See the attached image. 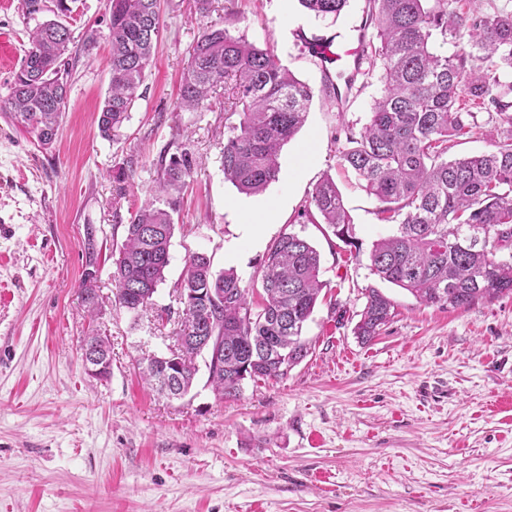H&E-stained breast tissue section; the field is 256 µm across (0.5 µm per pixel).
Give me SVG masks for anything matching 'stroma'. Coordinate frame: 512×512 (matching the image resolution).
<instances>
[{
    "instance_id": "1",
    "label": "stroma",
    "mask_w": 512,
    "mask_h": 512,
    "mask_svg": "<svg viewBox=\"0 0 512 512\" xmlns=\"http://www.w3.org/2000/svg\"><path fill=\"white\" fill-rule=\"evenodd\" d=\"M160 10L143 94L114 139L98 129L109 86L105 0H74L65 19L69 102L53 146L0 116V512H512V295L442 309L378 283L367 250L389 227L337 155L346 129L367 122L380 70L364 64L350 88L304 46L364 24L366 0H349L336 20L297 0H212L203 15L194 0H161ZM32 27L20 0H0L1 95ZM224 27L273 49L314 93L277 181L255 196L224 179L223 94L201 112L175 108L190 47ZM184 147L204 164L181 194L157 307L175 306L196 252L259 285L270 243L288 231L316 246L327 284L304 329L307 357L281 380L244 381L235 398L217 395L203 371L185 398L158 394L138 361L167 353L178 322L113 302L118 223L153 195L161 150ZM327 174L359 255L299 216ZM239 204L267 221L259 240L245 236ZM90 228L102 305L94 318L79 294ZM373 284L395 316L364 343L354 327ZM92 334L112 348L102 379L81 358Z\"/></svg>"
}]
</instances>
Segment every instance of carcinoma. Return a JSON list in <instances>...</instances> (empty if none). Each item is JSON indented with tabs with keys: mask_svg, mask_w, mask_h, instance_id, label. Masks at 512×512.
<instances>
[{
	"mask_svg": "<svg viewBox=\"0 0 512 512\" xmlns=\"http://www.w3.org/2000/svg\"><path fill=\"white\" fill-rule=\"evenodd\" d=\"M35 21L20 69L0 96V113L53 143L68 104L69 27L39 17L67 0H21ZM316 17H339L348 0H299ZM110 85L99 117L102 137H116L129 118L151 66L162 27L159 0H107ZM375 32L369 40L380 62L381 91L367 123L349 132L338 160L379 203L390 234L375 240L371 274L419 302L469 308L512 294V10L489 12L468 0H367ZM452 43L450 55L434 50ZM471 59L475 65L465 69ZM225 94L224 179L240 193H263L277 180L280 150L303 126L313 98L269 48L226 28L204 31L191 46L176 108L205 109L217 89ZM495 111L503 135L495 149L448 159V143L472 131L473 109ZM202 164L188 148L160 154L158 194L124 225L112 279L126 311L151 307L165 281L174 234L173 215L186 178ZM303 216L321 222L345 245L359 248L354 225L334 180L313 189ZM316 247L297 232H283L263 260L262 293L249 297L235 270L215 271L211 259L190 257L180 289L182 332L214 337L222 367L208 382L224 398L237 396L239 376L279 380L309 353L303 329L325 287ZM366 299L354 333L368 342L393 317L395 303L378 287Z\"/></svg>",
	"mask_w": 512,
	"mask_h": 512,
	"instance_id": "1",
	"label": "carcinoma"
}]
</instances>
